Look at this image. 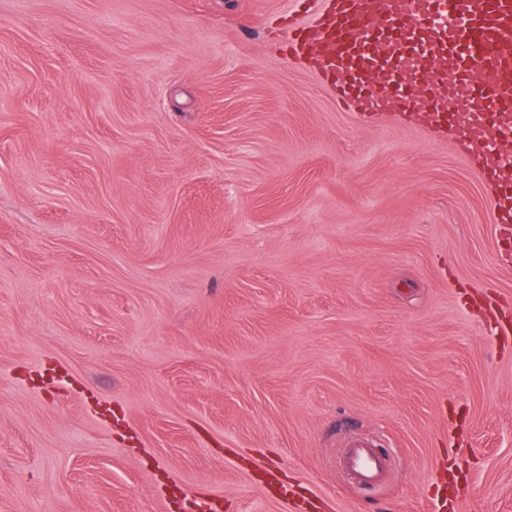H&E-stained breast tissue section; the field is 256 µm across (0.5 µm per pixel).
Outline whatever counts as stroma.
<instances>
[{"instance_id":"1","label":"stroma","mask_w":512,"mask_h":512,"mask_svg":"<svg viewBox=\"0 0 512 512\" xmlns=\"http://www.w3.org/2000/svg\"><path fill=\"white\" fill-rule=\"evenodd\" d=\"M316 16L0 0V512H512L492 184L289 59ZM386 458L371 445H355L347 454L346 468L357 475L359 483L365 488L379 485L380 473Z\"/></svg>"}]
</instances>
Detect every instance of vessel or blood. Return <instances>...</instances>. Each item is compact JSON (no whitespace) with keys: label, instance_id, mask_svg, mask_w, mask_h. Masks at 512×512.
<instances>
[{"label":"vessel or blood","instance_id":"vessel-or-blood-1","mask_svg":"<svg viewBox=\"0 0 512 512\" xmlns=\"http://www.w3.org/2000/svg\"><path fill=\"white\" fill-rule=\"evenodd\" d=\"M288 52L317 56L330 88L362 117H414L477 150L512 222V0H329L288 31ZM384 456L356 445L346 467L377 487Z\"/></svg>","mask_w":512,"mask_h":512}]
</instances>
